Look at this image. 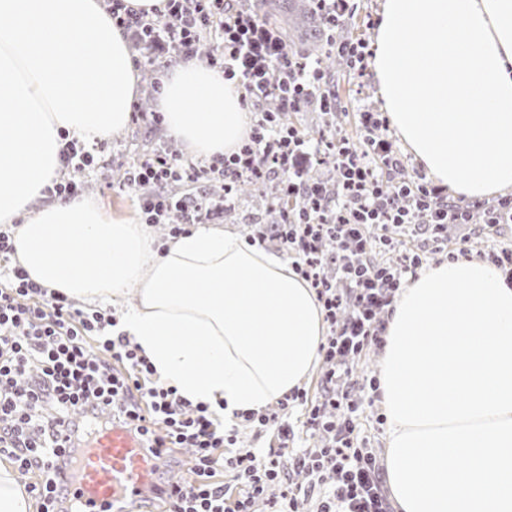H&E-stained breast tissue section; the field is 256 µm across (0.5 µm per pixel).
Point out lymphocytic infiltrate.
Instances as JSON below:
<instances>
[{"instance_id": "f902f5d3", "label": "lymphocytic infiltrate", "mask_w": 512, "mask_h": 512, "mask_svg": "<svg viewBox=\"0 0 512 512\" xmlns=\"http://www.w3.org/2000/svg\"><path fill=\"white\" fill-rule=\"evenodd\" d=\"M115 25L134 32L153 50L171 44L181 56H198L209 43V65L220 66L242 102L258 116L253 131L235 152L194 161L179 154H156L133 166L124 180L141 193L147 223L176 217L170 236L184 225L206 223L202 196L172 198V182H197L217 175L225 197L248 178L277 181L300 202L274 230L295 271L315 290L328 334L320 346L325 369L322 394L308 402L297 388L275 407L244 412L240 418L277 432L278 445L257 456L237 445L238 431L226 427L208 405H192L176 387L161 383L150 361L116 319L87 311L69 297L32 281L11 260L12 225H0V455L37 477L26 490L38 512H76L75 465L93 435L120 424L145 445L149 456L167 461L189 449V480L159 482L164 512H254L267 499L270 512H297L299 497L317 502L316 512H394L385 492V473L374 449L359 438L366 389L377 382L360 378L356 363L365 348L383 346L385 316L400 288L423 265L420 253L402 252L392 265L376 251L411 233L440 248L452 224L472 223L483 213L486 226L512 224V195L495 202L450 197L447 188L424 176L405 175L406 161L387 134L381 113L359 114L360 144L339 131L317 141L302 138L281 122L283 114L305 107H336L321 60L290 51L278 31L262 20L251 0H166L151 16L106 0ZM327 53L363 77L372 53L367 43L344 36L357 0H311ZM101 143L68 141L61 152L64 171L53 193L78 196L73 173L94 162ZM332 156L336 182L307 176L309 168ZM305 406L311 448H292L289 411ZM291 466H283L282 457ZM227 470L243 490L228 497L217 474Z\"/></svg>"}]
</instances>
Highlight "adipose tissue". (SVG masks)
I'll use <instances>...</instances> for the list:
<instances>
[{
  "label": "adipose tissue",
  "mask_w": 512,
  "mask_h": 512,
  "mask_svg": "<svg viewBox=\"0 0 512 512\" xmlns=\"http://www.w3.org/2000/svg\"><path fill=\"white\" fill-rule=\"evenodd\" d=\"M377 95L426 175L453 196L512 190V0H382ZM158 108L186 154L235 151L252 115L221 73L166 69ZM138 93L127 38L102 0H0V223L42 286L93 304L135 289L117 330L162 383L225 423L314 371L322 308L287 258L200 226L151 228L60 198L25 218L60 168L64 136L119 134ZM379 391L398 512H512V284L480 259L422 269L384 332ZM461 459L458 467L449 458Z\"/></svg>",
  "instance_id": "adipose-tissue-1"
}]
</instances>
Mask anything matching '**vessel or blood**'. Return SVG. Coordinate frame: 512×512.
Instances as JSON below:
<instances>
[{"mask_svg": "<svg viewBox=\"0 0 512 512\" xmlns=\"http://www.w3.org/2000/svg\"><path fill=\"white\" fill-rule=\"evenodd\" d=\"M155 462L128 431L99 436L82 459L75 486L80 512H136L155 490Z\"/></svg>", "mask_w": 512, "mask_h": 512, "instance_id": "b4317fda", "label": "vessel or blood"}]
</instances>
